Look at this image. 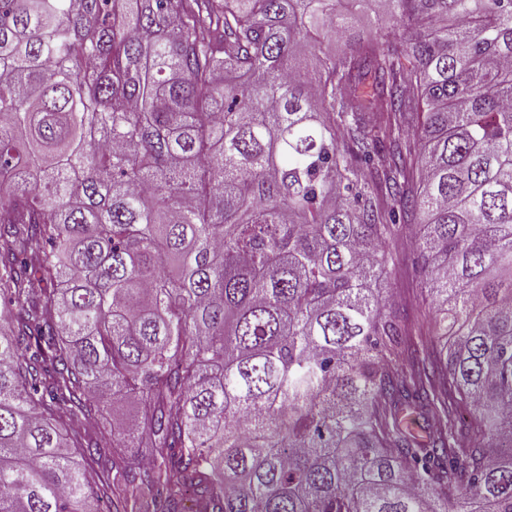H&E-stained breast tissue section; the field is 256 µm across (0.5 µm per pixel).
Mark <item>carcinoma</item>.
<instances>
[{
    "label": "carcinoma",
    "instance_id": "cac0c4a2",
    "mask_svg": "<svg viewBox=\"0 0 512 512\" xmlns=\"http://www.w3.org/2000/svg\"><path fill=\"white\" fill-rule=\"evenodd\" d=\"M380 2L0 0V512H512V0ZM356 23L351 31V43L357 42L362 37H368L370 35H376L381 45L386 47L388 44L386 41L390 40L391 44L395 47L400 45V38L402 37V28H384L382 30L383 38L380 36V26L371 11L354 12ZM408 223L396 224L390 240L392 259L380 277L381 296H392L394 304L387 307L385 315L396 318L402 326H414L431 316L432 306L424 292L421 279L413 268L416 257L414 247L415 224L413 217Z\"/></svg>",
    "mask_w": 512,
    "mask_h": 512
}]
</instances>
